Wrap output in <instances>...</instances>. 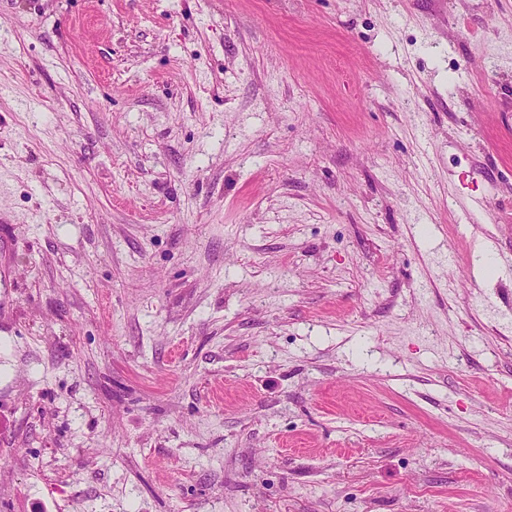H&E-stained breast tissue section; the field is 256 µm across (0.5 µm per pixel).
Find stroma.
Instances as JSON below:
<instances>
[{
    "instance_id": "35a3bbf8",
    "label": "stroma",
    "mask_w": 512,
    "mask_h": 512,
    "mask_svg": "<svg viewBox=\"0 0 512 512\" xmlns=\"http://www.w3.org/2000/svg\"><path fill=\"white\" fill-rule=\"evenodd\" d=\"M0 512H512V0H0Z\"/></svg>"
}]
</instances>
